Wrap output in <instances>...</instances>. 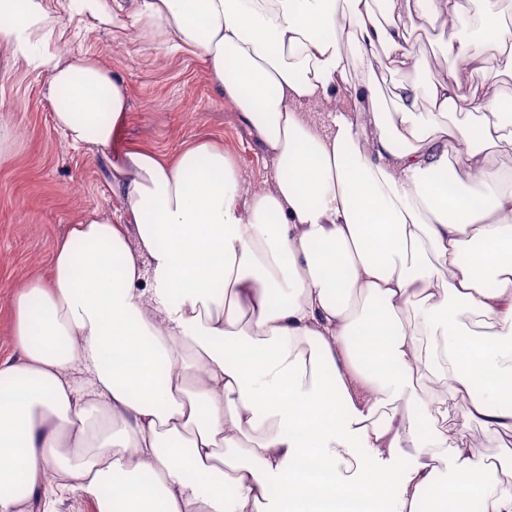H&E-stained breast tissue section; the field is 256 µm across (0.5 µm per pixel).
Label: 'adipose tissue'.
I'll return each instance as SVG.
<instances>
[{
    "instance_id": "obj_1",
    "label": "adipose tissue",
    "mask_w": 512,
    "mask_h": 512,
    "mask_svg": "<svg viewBox=\"0 0 512 512\" xmlns=\"http://www.w3.org/2000/svg\"><path fill=\"white\" fill-rule=\"evenodd\" d=\"M75 2L197 54L271 184L249 190L210 141L171 161L115 150L123 80L49 52L43 0H0V45L48 73L56 128L124 207L82 212L13 297L0 512L69 494L97 512H512V482L460 434L512 433V173L448 175L482 174L512 128L496 97L459 108L455 69L423 84V111L378 91L417 29L512 74L498 0H136L124 18ZM428 375L449 393L424 394ZM426 418L430 451L402 466ZM486 169L481 177H474L465 171H459L458 176L462 184L467 188H477L480 180L492 181L511 170L512 172V151L499 147L485 149Z\"/></svg>"
}]
</instances>
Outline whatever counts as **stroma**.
Here are the masks:
<instances>
[{"label":"stroma","instance_id":"1","mask_svg":"<svg viewBox=\"0 0 512 512\" xmlns=\"http://www.w3.org/2000/svg\"><path fill=\"white\" fill-rule=\"evenodd\" d=\"M44 2L55 21L52 50L62 56H101L128 86L116 148L144 149L172 159L185 146L212 139L223 145L245 185L266 188L269 170L258 138L238 119L233 105L221 100L197 56L165 50L148 34L137 37L79 18L70 0ZM441 41L438 30L417 39L415 57L434 60V69L427 73L412 66L386 74L382 95L443 75L451 63L442 55ZM48 82L44 70L14 64L11 50L0 46V117L17 131L10 157L0 162L1 356L12 347L8 309L14 285L47 268L56 240L81 212L104 208L113 218L122 215L100 165L55 128ZM462 433L479 453L500 464L504 479L512 480V436L477 422Z\"/></svg>","mask_w":512,"mask_h":512}]
</instances>
